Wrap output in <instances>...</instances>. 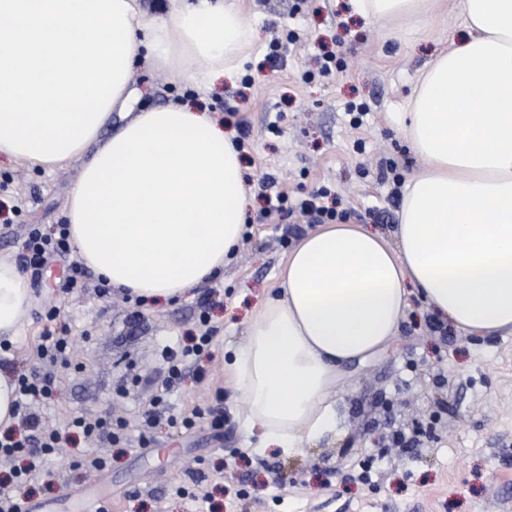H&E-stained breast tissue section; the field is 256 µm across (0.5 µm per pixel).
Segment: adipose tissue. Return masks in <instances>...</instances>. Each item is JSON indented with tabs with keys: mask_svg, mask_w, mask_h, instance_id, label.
Returning <instances> with one entry per match:
<instances>
[{
	"mask_svg": "<svg viewBox=\"0 0 512 512\" xmlns=\"http://www.w3.org/2000/svg\"><path fill=\"white\" fill-rule=\"evenodd\" d=\"M366 17L430 19L443 0H351ZM467 32L419 74L400 128L425 167L392 235L321 224L298 239L225 374L252 453L333 439L344 370L389 347L419 299L466 336L512 334V0H459ZM254 28L239 0H0V156L51 172L86 162L65 216L81 260L115 289L169 300L223 271L252 205L233 135L209 112L136 109L138 56L193 89L236 81ZM193 69H186L185 60ZM129 113L104 136L112 113ZM0 257V341L33 306Z\"/></svg>",
	"mask_w": 512,
	"mask_h": 512,
	"instance_id": "1",
	"label": "adipose tissue"
}]
</instances>
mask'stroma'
<instances>
[{"label":"stroma","instance_id":"35a3bbf8","mask_svg":"<svg viewBox=\"0 0 512 512\" xmlns=\"http://www.w3.org/2000/svg\"><path fill=\"white\" fill-rule=\"evenodd\" d=\"M457 4L446 0L422 23L366 18L349 0H242L256 37L238 81L193 90L151 61L135 64L140 106L190 103L244 141L254 206L223 273L180 298L147 306L102 296L92 275L66 293L68 262L29 272L34 307L23 335L0 350V369L32 365L49 327L42 315L58 307L49 328L71 336L73 350L54 370L57 398L40 407L43 420L125 423L119 442L60 448L33 483L32 505L74 512L94 496L104 512H512V334L463 336L413 303L396 341L342 375L339 435L293 457L246 449L240 400L224 376L226 349L244 342L291 245L313 227L297 212L309 192L324 189L325 206L347 222L384 233L397 223L403 184L425 164L399 133L398 114L424 64L461 34ZM83 164L46 172L0 156V255L21 262L29 225L65 223ZM274 190L286 194V210H269ZM203 315L215 330L210 358L187 363L154 406L168 376L163 349L188 344ZM196 407L218 409L222 427L175 426ZM80 456L107 466L86 472Z\"/></svg>","mask_w":512,"mask_h":512}]
</instances>
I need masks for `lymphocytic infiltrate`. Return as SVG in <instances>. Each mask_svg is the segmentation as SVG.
Returning <instances> with one entry per match:
<instances>
[{
	"label": "lymphocytic infiltrate",
	"mask_w": 512,
	"mask_h": 512,
	"mask_svg": "<svg viewBox=\"0 0 512 512\" xmlns=\"http://www.w3.org/2000/svg\"><path fill=\"white\" fill-rule=\"evenodd\" d=\"M25 263L32 269H42L55 258L70 253L69 229L58 225L53 235H45L39 227H30L25 241ZM71 343L67 337L44 335L37 346L43 369H34L18 377V405L21 409L17 423L0 434V458L11 461L12 467L5 478L10 486L7 494L0 496V512H21L27 500V488L39 470L43 458L54 454L59 443H76L78 438H115L123 422L107 417L77 416L64 424L49 427L37 414V406L55 399L53 366L66 363Z\"/></svg>",
	"instance_id": "1"
}]
</instances>
